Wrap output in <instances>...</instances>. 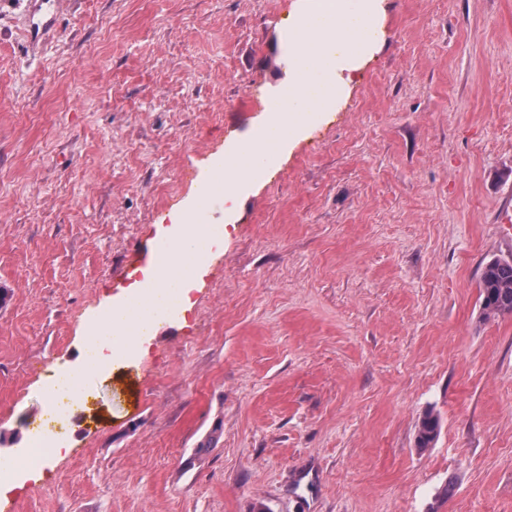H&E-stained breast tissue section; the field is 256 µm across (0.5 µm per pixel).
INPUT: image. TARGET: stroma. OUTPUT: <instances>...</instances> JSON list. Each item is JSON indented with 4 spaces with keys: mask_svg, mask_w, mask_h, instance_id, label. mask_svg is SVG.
<instances>
[{
    "mask_svg": "<svg viewBox=\"0 0 512 512\" xmlns=\"http://www.w3.org/2000/svg\"><path fill=\"white\" fill-rule=\"evenodd\" d=\"M0 0V451L87 314L281 95L294 0ZM381 50L225 224L193 306L95 379L0 512H512V0H386ZM48 26L37 54L34 27ZM440 432L418 448L425 414ZM455 481L452 497L441 491ZM480 309L485 321L512 314V262H488L480 275Z\"/></svg>",
    "mask_w": 512,
    "mask_h": 512,
    "instance_id": "obj_1",
    "label": "stroma"
}]
</instances>
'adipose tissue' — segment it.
Returning <instances> with one entry per match:
<instances>
[{"mask_svg":"<svg viewBox=\"0 0 512 512\" xmlns=\"http://www.w3.org/2000/svg\"><path fill=\"white\" fill-rule=\"evenodd\" d=\"M297 19L312 20L319 35L292 28L282 39L288 63V102L273 104L264 120L254 125L243 140L229 144L216 167L228 169L244 163L245 169L225 192L227 215H234L239 199L263 182L268 169L296 142L305 137L308 126L321 112L336 111L357 82L366 62L378 49L373 32L385 19L384 0H295ZM171 257L149 261L141 280L132 283L118 297L95 309L82 329L79 361L66 371L62 384H49L42 393L46 399L66 394L71 403L60 410L66 422H73L86 392V383L104 373L113 360H138L148 351L150 340L128 331L125 321L131 308L151 299L160 304L167 289H177L179 302L191 307L193 282L165 278L161 271ZM55 442L47 435L27 440L9 452H0V475L12 487H23L36 478L48 459L58 455Z\"/></svg>","mask_w":512,"mask_h":512,"instance_id":"obj_1","label":"adipose tissue"}]
</instances>
